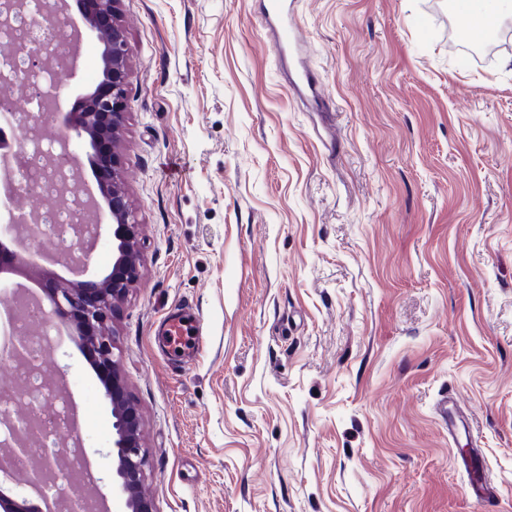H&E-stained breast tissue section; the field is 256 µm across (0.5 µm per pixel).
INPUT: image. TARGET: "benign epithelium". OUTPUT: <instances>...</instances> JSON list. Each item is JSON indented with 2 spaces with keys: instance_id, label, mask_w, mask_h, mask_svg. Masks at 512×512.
Segmentation results:
<instances>
[{
  "instance_id": "benign-epithelium-1",
  "label": "benign epithelium",
  "mask_w": 512,
  "mask_h": 512,
  "mask_svg": "<svg viewBox=\"0 0 512 512\" xmlns=\"http://www.w3.org/2000/svg\"><path fill=\"white\" fill-rule=\"evenodd\" d=\"M119 0H86V18L89 25L107 34L103 42V77L98 85L84 97V112L67 127L61 135L66 142L72 138H88L93 157L105 151V164L98 167L100 190L104 194L107 209H102L96 199H91L90 207L97 213L95 237H100V229L105 217L112 219V268L99 281H83L78 286L55 285L47 290L50 310L47 315L53 320H73V339L83 341L97 352L98 371L109 369L112 375L101 376L105 395L112 403V495L124 499L127 512H153L142 486L146 477L147 457L140 443V416L128 398L119 376L115 355L116 342L109 323L116 317L120 305L130 288L139 277L140 252L137 246L139 221L129 202L127 193L119 178L122 157L116 148V139L126 117L128 44L122 27L118 24L116 4ZM58 50L57 77L64 79L71 69L74 56L82 37L76 31L57 29ZM92 252L91 246L81 237L73 245L58 255L62 263H70L74 268L84 267ZM21 257L12 254L8 246L0 243V270L21 273ZM52 388L50 394L61 399L70 413L74 407L61 381V373L50 374ZM6 427L11 438L0 448V476L11 477V458L25 455L30 458L27 484L29 491L41 500H46V488L57 485L58 476L52 466L44 462L37 451L39 414L23 418L5 415ZM0 505L7 512H41L39 504L24 497L19 501L0 493ZM53 512H84V504L61 494L54 498Z\"/></svg>"
}]
</instances>
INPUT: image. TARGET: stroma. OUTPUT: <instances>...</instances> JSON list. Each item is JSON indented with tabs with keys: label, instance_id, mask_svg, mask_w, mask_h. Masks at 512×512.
<instances>
[{
	"label": "stroma",
	"instance_id": "1",
	"mask_svg": "<svg viewBox=\"0 0 512 512\" xmlns=\"http://www.w3.org/2000/svg\"><path fill=\"white\" fill-rule=\"evenodd\" d=\"M118 7L142 276L113 331L155 512H512V38L482 66L448 0H295L302 99L262 0ZM100 52L88 34L65 109ZM179 308L203 345L172 360ZM49 364L110 493L104 388L74 342ZM199 326L200 321L197 316L186 313L171 315L168 317L164 328L158 332V339L164 344L165 348L175 354L177 348L183 343L184 336L199 345L202 341V336H199ZM177 340H180V342H177ZM440 406L441 416L445 422H448V437L454 439L461 429L466 432V419L460 410L457 399L452 395H444ZM467 474L470 476H477L469 478V487L472 494L475 497H488L493 494L492 487L490 485V479L488 474L483 467L482 461L476 456H469L467 459H462Z\"/></svg>",
	"mask_w": 512,
	"mask_h": 512
}]
</instances>
